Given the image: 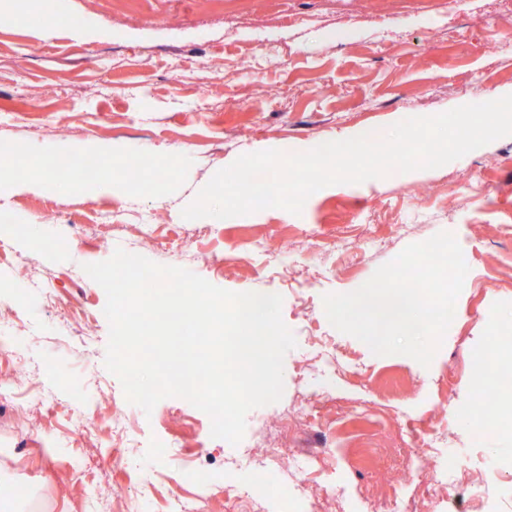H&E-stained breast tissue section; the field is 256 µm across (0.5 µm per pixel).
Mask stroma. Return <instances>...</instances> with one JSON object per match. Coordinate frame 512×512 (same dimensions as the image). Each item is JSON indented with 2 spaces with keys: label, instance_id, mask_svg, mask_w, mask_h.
I'll return each instance as SVG.
<instances>
[{
  "label": "stroma",
  "instance_id": "1",
  "mask_svg": "<svg viewBox=\"0 0 512 512\" xmlns=\"http://www.w3.org/2000/svg\"><path fill=\"white\" fill-rule=\"evenodd\" d=\"M92 24L38 37L0 23V139L51 161L96 154L97 187L18 185L0 173L10 247L0 256V330L38 383L25 412L0 402V450L17 493L37 491L49 512H172L177 497L208 490L205 512H281L316 493L335 470L336 512H365L396 470L391 441L434 442L424 481L396 486L403 506L476 512L484 486L512 512V397L460 418L512 370V136L441 167L325 187L301 214L268 208L187 220L183 209L215 172L243 154L304 152L410 117L512 94V0H66ZM143 180L125 178L132 156ZM177 157L175 171L155 176ZM70 238L60 250L54 228ZM448 231L469 267L454 319L430 366L377 356L333 327L324 295L350 293L409 244ZM192 271L232 292L278 294L297 346L283 366L279 402L252 409L239 444L212 438L188 401L152 413L129 403L104 364L107 297L85 265L116 249ZM101 397L97 445L81 447L71 420ZM357 402L360 412L344 411ZM123 406L128 426L112 420ZM306 411L295 432L273 419ZM324 463L257 472L258 445Z\"/></svg>",
  "mask_w": 512,
  "mask_h": 512
}]
</instances>
